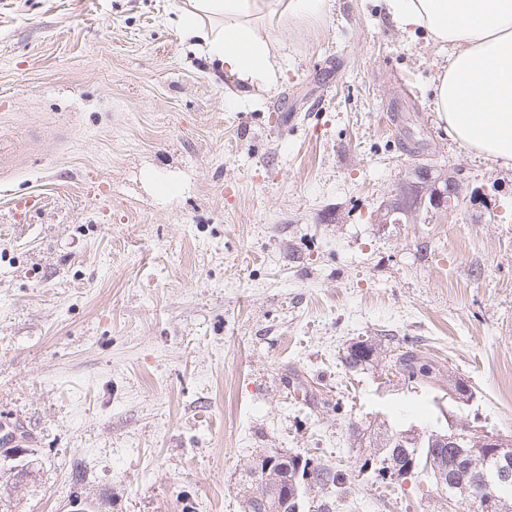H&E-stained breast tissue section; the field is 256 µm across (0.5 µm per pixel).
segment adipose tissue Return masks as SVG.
<instances>
[{"label":"adipose tissue","instance_id":"adipose-tissue-1","mask_svg":"<svg viewBox=\"0 0 512 512\" xmlns=\"http://www.w3.org/2000/svg\"><path fill=\"white\" fill-rule=\"evenodd\" d=\"M324 0H183L174 22L225 71L269 87L280 53L268 20L312 18ZM395 24L446 48L430 109L461 145L512 166V0H385Z\"/></svg>","mask_w":512,"mask_h":512}]
</instances>
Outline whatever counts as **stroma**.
Wrapping results in <instances>:
<instances>
[{"label":"stroma","mask_w":512,"mask_h":512,"mask_svg":"<svg viewBox=\"0 0 512 512\" xmlns=\"http://www.w3.org/2000/svg\"><path fill=\"white\" fill-rule=\"evenodd\" d=\"M179 0H0V422L31 438L14 512H242L261 454L351 470L337 512H439L360 464L371 421L512 435V167L429 109L445 55L383 0L272 26L276 85L175 28ZM416 152L405 151V144ZM453 214L376 215L404 174ZM36 207L13 219L28 198ZM419 349L347 368L349 346ZM448 172L437 166H417L403 179L396 194L405 199L408 211L426 209L429 214L448 212L459 198L448 192ZM393 357L399 373L408 382L429 383L440 373V368L433 361L413 349H398Z\"/></svg>","instance_id":"obj_1"}]
</instances>
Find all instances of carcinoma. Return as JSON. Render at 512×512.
Listing matches in <instances>:
<instances>
[{
    "instance_id": "cac0c4a2",
    "label": "carcinoma",
    "mask_w": 512,
    "mask_h": 512,
    "mask_svg": "<svg viewBox=\"0 0 512 512\" xmlns=\"http://www.w3.org/2000/svg\"><path fill=\"white\" fill-rule=\"evenodd\" d=\"M383 353L381 346L373 340L358 341L352 344L345 357V362L350 368H359L370 365L378 360ZM395 366L404 379L410 382H431L440 368L429 358L416 353L412 349L399 350L394 354ZM448 434L456 433L460 436L459 445L468 449L473 455L475 465H483L482 459L488 452L485 441L487 432L467 423L454 419L448 415ZM434 429L425 427L417 430L414 437L415 443L406 445L409 454L416 455L418 470L424 472L434 469L435 466L448 461L453 449L445 448L432 441ZM404 433L402 429H392L385 422H380L373 428L375 434L374 447L379 453L380 465L377 468L378 476L386 478L384 464L386 460L393 462L399 460L396 449L399 448V438ZM278 455H266L259 457L256 468H248L242 473L243 486L249 489V495L245 500L252 512H278L276 507V495L288 486V478L296 472L295 463L302 460L301 472H309L311 481L318 485V490L323 496L317 503L316 512H335L336 495H344L349 488V473L324 462L319 458H301L296 455L284 468L278 462Z\"/></svg>"
}]
</instances>
